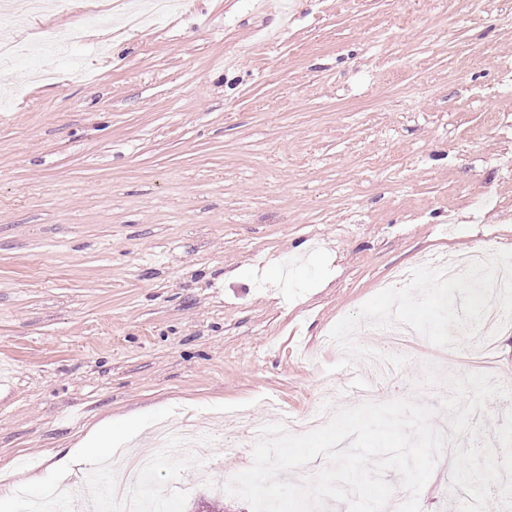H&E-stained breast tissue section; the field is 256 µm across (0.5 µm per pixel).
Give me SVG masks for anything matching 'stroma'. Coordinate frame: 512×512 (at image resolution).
Returning <instances> with one entry per match:
<instances>
[{
	"label": "stroma",
	"instance_id": "stroma-1",
	"mask_svg": "<svg viewBox=\"0 0 512 512\" xmlns=\"http://www.w3.org/2000/svg\"><path fill=\"white\" fill-rule=\"evenodd\" d=\"M14 8L37 52L0 75V512L96 425L149 449L183 416L214 446L159 457L168 512H251L223 493L252 463L225 412L357 406L333 326L424 254L512 250V0H189L137 30L85 27L119 0ZM403 355L379 402L444 430L426 364L505 380L512 324ZM451 456L422 512H450Z\"/></svg>",
	"mask_w": 512,
	"mask_h": 512
}]
</instances>
